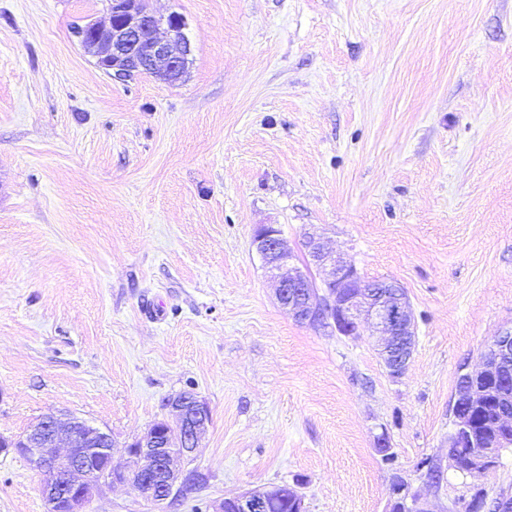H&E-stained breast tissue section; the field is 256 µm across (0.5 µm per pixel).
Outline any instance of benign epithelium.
<instances>
[{
    "label": "benign epithelium",
    "mask_w": 512,
    "mask_h": 512,
    "mask_svg": "<svg viewBox=\"0 0 512 512\" xmlns=\"http://www.w3.org/2000/svg\"><path fill=\"white\" fill-rule=\"evenodd\" d=\"M182 15L156 16L143 0H110L104 22L90 21L77 32L84 51L115 81H126L149 70L167 82L182 78L191 44L185 37ZM253 245L276 281L279 305L308 328H329L356 336L360 323L369 322L376 333L374 347L388 374L401 377L408 368L416 342V321L404 289L394 281L369 280L344 255L329 251L321 236L304 235L310 263L321 273L316 287L307 272L295 264L288 239L273 224L260 225ZM512 369V328L493 337L480 355L479 367L459 374L454 392L452 430L448 447L466 443L474 449L466 472L495 466L502 451L512 447V417L506 412L474 431L470 412L496 401L512 406V389L495 390L501 375ZM174 420L154 422L120 449L123 463L113 465L112 435L74 416L39 419L22 435L1 439L0 446L25 457L45 474L41 494L45 512H88L105 485L131 483L145 500L168 505L181 499L180 489L194 474L183 467L191 460L200 436L212 419L209 404L195 394L168 400ZM290 497L291 512H307L299 486L288 484L235 493L219 504L217 512H268L270 503ZM385 512H434L407 481L392 483Z\"/></svg>",
    "instance_id": "1"
}]
</instances>
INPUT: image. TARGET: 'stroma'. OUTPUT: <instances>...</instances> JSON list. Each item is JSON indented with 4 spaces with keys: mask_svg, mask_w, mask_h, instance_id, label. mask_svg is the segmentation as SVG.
I'll return each mask as SVG.
<instances>
[{
    "mask_svg": "<svg viewBox=\"0 0 512 512\" xmlns=\"http://www.w3.org/2000/svg\"><path fill=\"white\" fill-rule=\"evenodd\" d=\"M184 16L181 82L112 80L72 32L107 0H0V436L67 413L116 446L183 391L212 421L197 501L303 480L307 512L512 490L448 465L461 365L512 327V0H152ZM324 231L406 291L408 371L294 321L252 245ZM388 437L392 462L377 450ZM0 452V512H45ZM91 512H158L130 485ZM391 494L385 512H435L427 499L417 492H410V486L403 478L392 483Z\"/></svg>",
    "mask_w": 512,
    "mask_h": 512,
    "instance_id": "1",
    "label": "stroma"
}]
</instances>
